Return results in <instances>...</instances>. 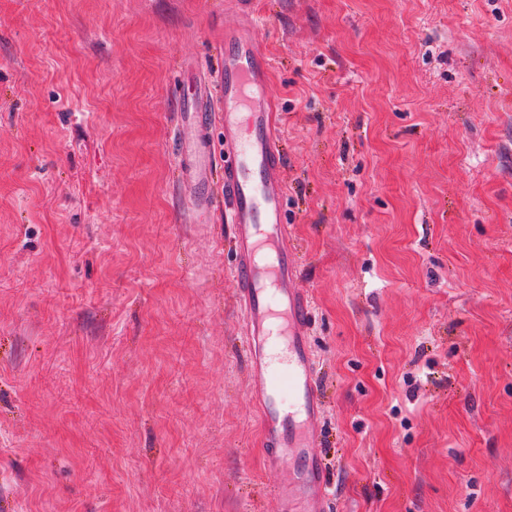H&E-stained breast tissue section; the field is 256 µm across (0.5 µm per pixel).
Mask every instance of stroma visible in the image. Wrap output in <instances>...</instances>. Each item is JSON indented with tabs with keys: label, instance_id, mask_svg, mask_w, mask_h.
I'll return each instance as SVG.
<instances>
[{
	"label": "stroma",
	"instance_id": "35a3bbf8",
	"mask_svg": "<svg viewBox=\"0 0 512 512\" xmlns=\"http://www.w3.org/2000/svg\"><path fill=\"white\" fill-rule=\"evenodd\" d=\"M331 512H512V0H248ZM224 0H0V512H273L175 76Z\"/></svg>",
	"mask_w": 512,
	"mask_h": 512
}]
</instances>
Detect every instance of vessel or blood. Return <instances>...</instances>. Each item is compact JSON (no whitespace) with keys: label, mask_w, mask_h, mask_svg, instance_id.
Instances as JSON below:
<instances>
[{"label":"vessel or blood","mask_w":512,"mask_h":512,"mask_svg":"<svg viewBox=\"0 0 512 512\" xmlns=\"http://www.w3.org/2000/svg\"><path fill=\"white\" fill-rule=\"evenodd\" d=\"M272 64L252 26L224 30L219 96L189 78L179 95L178 138L186 148L181 172L194 184L191 208L224 204L235 231L232 281L251 345L252 396L261 417L268 466H290L298 479L274 494L275 512H330L329 483L316 454L324 411L315 384L307 324L310 299L296 286L299 269L285 213L278 112L268 93ZM224 128V185L214 196V122Z\"/></svg>","instance_id":"obj_1"}]
</instances>
